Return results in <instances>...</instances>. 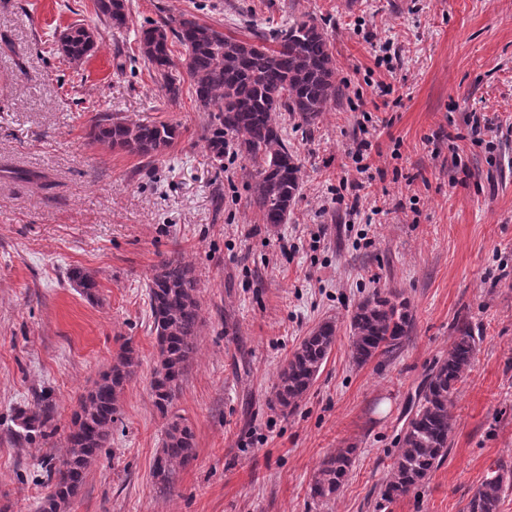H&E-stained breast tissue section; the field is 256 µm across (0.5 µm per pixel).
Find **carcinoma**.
Segmentation results:
<instances>
[{
  "instance_id": "obj_1",
  "label": "carcinoma",
  "mask_w": 512,
  "mask_h": 512,
  "mask_svg": "<svg viewBox=\"0 0 512 512\" xmlns=\"http://www.w3.org/2000/svg\"><path fill=\"white\" fill-rule=\"evenodd\" d=\"M96 15L109 27L127 24L126 0H97ZM64 61L79 65L95 43L94 31L83 25L67 28ZM226 35L183 15L150 24L140 32L144 58L159 77L169 98L179 93L180 76L171 46L185 50V73L196 101L210 113L205 141L213 158L223 162L228 153L243 157L254 168L249 203L264 223L277 227L288 218L300 195L302 163L288 147L277 113L284 110L310 125L331 102L342 96L336 83V67L328 48L327 34L313 19L293 20L273 38L275 46ZM179 125L169 122L133 123L98 113L91 136L128 153L147 158L162 156L180 137ZM70 279L87 298L95 297L98 283L87 271L76 268ZM150 311L156 335L158 359L150 380L153 404L167 415L181 382L198 349L202 326L198 285L192 267L173 255L162 259L148 283ZM412 331V316L395 291L376 292L360 301L350 318V351L362 365L377 355L396 356ZM456 336L448 353L428 375L391 463L382 497L391 501L405 496L435 471L448 454L454 429L451 405L457 385L470 371L479 337L466 324H456ZM336 323H321L305 337L280 367L275 403L282 411L297 407L307 393L332 346ZM140 362L133 347L126 345L112 365L80 400L66 434L67 453L49 470L53 481L38 512H60L82 485L85 470L94 462L112 436L119 397L137 375ZM19 436L26 440L55 435L50 394L39 397L34 409H20L15 416ZM192 430L173 419L168 423L153 477L170 481L174 468L193 456ZM354 449L340 448L323 459L312 493L320 499L333 497L348 475ZM512 487V470L496 473L483 482L466 504V512H499L505 490Z\"/></svg>"
}]
</instances>
